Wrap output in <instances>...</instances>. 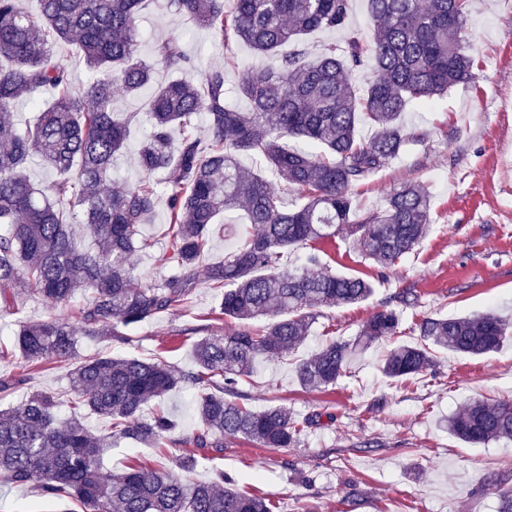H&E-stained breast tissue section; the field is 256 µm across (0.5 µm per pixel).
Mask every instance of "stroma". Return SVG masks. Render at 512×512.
<instances>
[{"instance_id": "35a3bbf8", "label": "stroma", "mask_w": 512, "mask_h": 512, "mask_svg": "<svg viewBox=\"0 0 512 512\" xmlns=\"http://www.w3.org/2000/svg\"><path fill=\"white\" fill-rule=\"evenodd\" d=\"M140 29L142 57H150L157 41L182 35L195 59L184 79L198 82L209 70H223L224 92L231 98L247 68L273 63L243 43L223 49L210 30L181 16L148 12ZM463 37L479 61L475 80L430 104L410 106L403 121L424 132V143L407 146L354 189L362 213L383 207L402 183L425 185L432 196L430 233L388 268L365 261L348 233L316 242L326 267L369 278L373 296L322 309L298 349L282 359L259 360L239 387L241 403L251 408L283 405L311 418L300 443L259 448L228 437L222 451L194 449L188 439L198 426L196 391L180 388L163 404L181 425L182 443L154 447L118 441L104 457L105 472L131 461L175 471L192 453L197 464L190 479L208 482L224 471L238 490L269 496L273 512H494V496L481 487L512 478V441L473 446L449 432L448 420L474 399H512V339L477 357L436 350L434 368L422 375L397 380L382 373V359L395 343H419L417 325L424 318L512 314V0H472ZM114 108L139 115L112 163L113 183L128 186L142 177L135 156L150 128L147 99L119 98ZM407 289L416 298L405 305L398 295ZM81 303L77 296L53 309L27 297L17 310L0 309V343L11 345L18 320L53 315L70 321ZM217 304L214 291L199 284L187 306L126 329L125 341L79 337L77 355H132L190 370L195 341L239 326L213 315ZM386 308L400 315L396 340L381 339L358 352L335 386L309 390L299 385L295 367L300 360L327 340L354 339L375 312ZM73 367L70 361L36 365L30 382L0 396V406L15 405L37 389L68 400ZM73 507L71 500L47 499L30 485L0 484V512H72Z\"/></svg>"}]
</instances>
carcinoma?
Segmentation results:
<instances>
[{"label": "carcinoma", "mask_w": 512, "mask_h": 512, "mask_svg": "<svg viewBox=\"0 0 512 512\" xmlns=\"http://www.w3.org/2000/svg\"><path fill=\"white\" fill-rule=\"evenodd\" d=\"M371 36L349 25V0H40L34 19L19 0H0V129L12 126L23 101L38 112L35 124L0 137V307L15 308L24 295L64 305L79 290L84 299L68 322L49 318L17 322L15 342L0 351L27 361H68L76 336L123 338L122 329L187 302L198 284L200 257L221 232L218 218L241 209L255 227L236 249L207 268L218 298L213 313L240 322L222 336L193 346L195 369L176 372L162 361L96 355L70 373V419L59 420L61 402L43 390L0 409V481L36 484L43 495L67 496L81 512H271L264 496L244 494L219 474L195 483L180 472L132 464L108 475L102 456L112 442L159 444L172 439L176 423L158 407L145 406L191 383L197 398L196 448H224V436L261 448L297 444L312 420L287 407L256 411L235 401L238 386L260 358H284L307 336L322 308L356 304L373 293L360 276L336 274L315 252L292 270L290 250L336 236L347 226L365 258L394 265L426 237L432 224L426 188L406 184L379 210L358 214L353 189L425 135L401 116L413 104L442 96L475 79L477 63L465 45L471 0H366ZM176 13L210 30L225 47L237 42L276 65L245 72L238 94L243 111L224 94V72L211 70L198 84L171 79L158 84L155 66L173 72L194 67L182 38L155 44L154 60L139 53L137 21L148 7ZM343 31L344 45L329 44L315 59L304 44L316 31ZM77 41L89 71L79 89L69 67L53 56L57 42ZM371 63L374 76L358 89L353 75ZM148 94L151 130L137 152L144 180L114 189L112 160L126 145L134 115L113 110L116 95ZM206 115L208 135L190 132ZM374 135L363 139L359 126ZM34 156L56 173L47 191L26 174ZM249 157L263 168L246 169ZM169 177L156 180L154 176ZM299 193L287 206L277 179ZM169 210V246L156 256L167 269L157 283L136 285L130 258L154 242L141 233L160 199ZM82 217L92 249L79 247L71 224ZM274 316L264 329L249 322ZM394 309L373 315L354 342L332 339L296 365L301 386L336 384L354 349L397 334ZM421 343H402L385 358L390 378L423 373L434 350L480 356L500 347L512 323L495 312L450 318L426 317ZM82 413L111 420L94 434ZM448 430L468 444L512 441V400H475L448 420ZM496 512H512V485L497 480Z\"/></svg>", "instance_id": "carcinoma-1"}]
</instances>
